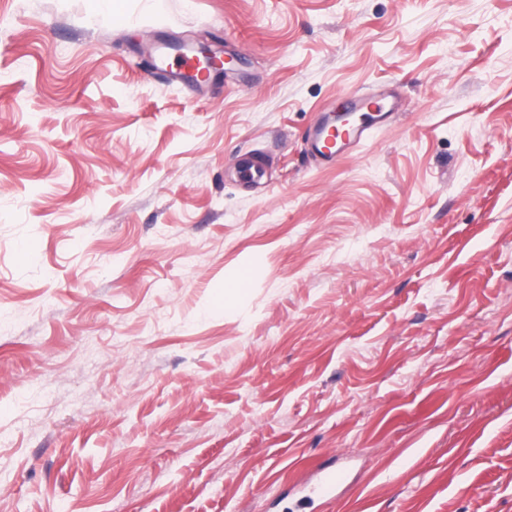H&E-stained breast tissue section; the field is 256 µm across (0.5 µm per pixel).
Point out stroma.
Masks as SVG:
<instances>
[{"label": "stroma", "instance_id": "35a3bbf8", "mask_svg": "<svg viewBox=\"0 0 512 512\" xmlns=\"http://www.w3.org/2000/svg\"><path fill=\"white\" fill-rule=\"evenodd\" d=\"M336 452L307 512H512V0H0V512H290ZM163 49V50H160ZM157 56L153 57L156 69L168 74L190 87H202L210 80L211 71L198 69L191 62L190 56L185 53H171V47L165 43L162 46L154 48L158 51ZM341 108L350 112L347 116H334L332 113L322 116L307 132L305 143L307 152L325 165H334L344 157L356 153L378 127L377 123L393 114L392 108L379 103V99L343 96ZM361 112L357 120L352 117ZM346 458L342 454H333L329 462L316 470L319 476L311 488L323 497L333 498L336 486L340 484L345 477Z\"/></svg>", "mask_w": 512, "mask_h": 512}]
</instances>
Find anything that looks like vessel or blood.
<instances>
[{"mask_svg":"<svg viewBox=\"0 0 512 512\" xmlns=\"http://www.w3.org/2000/svg\"><path fill=\"white\" fill-rule=\"evenodd\" d=\"M156 69L191 87H201L210 80V72L201 69L184 53L160 50L154 59ZM342 115L326 114L307 132L308 153L325 165H333L356 153L367 141L378 122L387 119L391 111L385 104L372 98L346 96L342 99ZM346 459L331 455L329 462L318 469L314 491L324 497H333L335 489L345 477Z\"/></svg>","mask_w":512,"mask_h":512,"instance_id":"obj_1","label":"vessel or blood"}]
</instances>
